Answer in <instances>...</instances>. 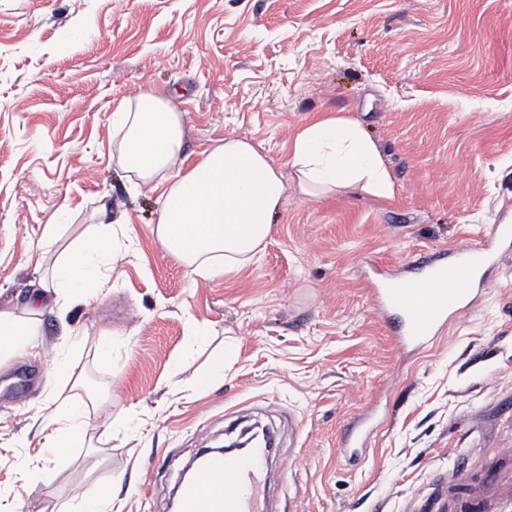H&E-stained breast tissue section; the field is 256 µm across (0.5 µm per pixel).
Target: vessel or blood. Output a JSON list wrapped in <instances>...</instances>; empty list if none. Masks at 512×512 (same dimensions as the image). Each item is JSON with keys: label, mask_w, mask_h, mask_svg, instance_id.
<instances>
[{"label": "vessel or blood", "mask_w": 512, "mask_h": 512, "mask_svg": "<svg viewBox=\"0 0 512 512\" xmlns=\"http://www.w3.org/2000/svg\"><path fill=\"white\" fill-rule=\"evenodd\" d=\"M512 239V224L498 221L490 235L451 254L423 253L407 274H384L371 298L381 314H396L398 347L421 345L436 336L448 319L475 304L487 271L500 260L499 242ZM270 448L247 453H215L198 466L178 493V512H267Z\"/></svg>", "instance_id": "obj_1"}]
</instances>
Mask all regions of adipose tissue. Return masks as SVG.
I'll use <instances>...</instances> for the list:
<instances>
[{"label":"adipose tissue","instance_id":"adipose-tissue-1","mask_svg":"<svg viewBox=\"0 0 512 512\" xmlns=\"http://www.w3.org/2000/svg\"><path fill=\"white\" fill-rule=\"evenodd\" d=\"M112 136L118 159L137 187L161 193L159 242L204 279L256 259L289 189L310 199L341 192L379 200L395 195L394 178L377 144L358 120L345 115L314 119L296 134L287 175L261 144L231 135L190 169L175 171L184 147V115L150 88L138 94L134 105L122 104L113 112ZM111 213V206H101L97 224L59 256L41 282L43 297L61 306L110 289L111 276L102 265L114 263L117 253ZM39 316L35 306L23 314L0 308V364L37 348ZM51 420L57 430L46 446L56 455L91 428L85 406L66 399L56 405Z\"/></svg>","mask_w":512,"mask_h":512}]
</instances>
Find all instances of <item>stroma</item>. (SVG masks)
Returning <instances> with one entry per match:
<instances>
[{
    "instance_id": "1",
    "label": "stroma",
    "mask_w": 512,
    "mask_h": 512,
    "mask_svg": "<svg viewBox=\"0 0 512 512\" xmlns=\"http://www.w3.org/2000/svg\"><path fill=\"white\" fill-rule=\"evenodd\" d=\"M146 87L186 114L183 168L233 135L288 170L302 126L340 112L396 195L288 193L262 258L202 280L118 162L109 118ZM105 203L128 220L111 290L46 304L40 346L0 367V512H66L103 488L108 512H169L181 470L238 419L275 432L289 488L272 512H415L439 475L446 512H512L486 483L512 485V251L406 353L367 279L512 215V0H0V307L26 310ZM22 368L36 379L17 401ZM68 396L92 428L51 455L43 427Z\"/></svg>"
}]
</instances>
